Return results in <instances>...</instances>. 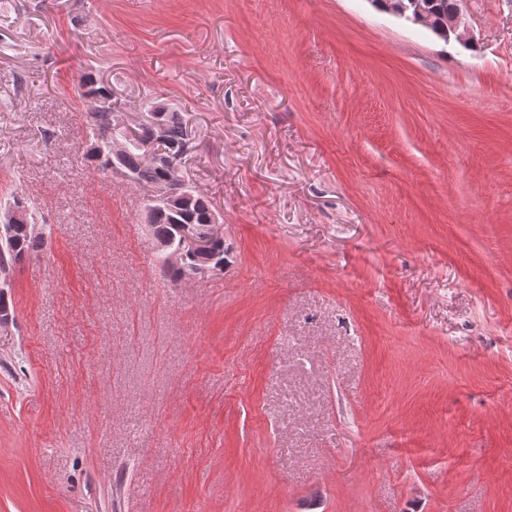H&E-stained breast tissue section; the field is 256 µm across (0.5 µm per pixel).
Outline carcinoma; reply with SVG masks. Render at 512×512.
I'll use <instances>...</instances> for the list:
<instances>
[{
    "instance_id": "carcinoma-1",
    "label": "carcinoma",
    "mask_w": 512,
    "mask_h": 512,
    "mask_svg": "<svg viewBox=\"0 0 512 512\" xmlns=\"http://www.w3.org/2000/svg\"><path fill=\"white\" fill-rule=\"evenodd\" d=\"M408 5L403 19L411 24L416 20H425L423 28L440 40L448 41V14L452 13L457 0H405ZM86 95L94 100L91 110V133L100 144L92 150V158L99 162L103 170H114L129 174L135 183L153 187L178 170L186 143V132L176 112L157 109L165 122V139L163 149L171 159V165L143 166L140 156L152 146V135L145 131L143 135L132 140L124 136L117 127L111 107L105 104L109 99L105 87H96L93 82L86 83ZM187 197L161 209L148 212V224L157 244L174 241L178 227L182 224H208L213 215L210 201L200 195L186 190ZM14 206L23 208L19 220L12 223L10 232L0 237V275L7 276L10 270L22 260L26 253L40 245L42 236L36 231L37 221L28 208L19 201Z\"/></svg>"
}]
</instances>
